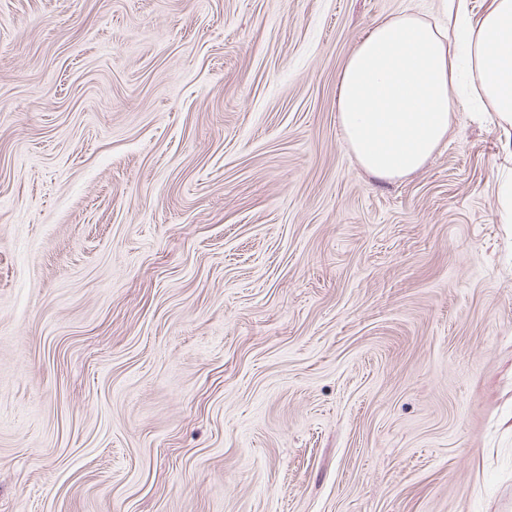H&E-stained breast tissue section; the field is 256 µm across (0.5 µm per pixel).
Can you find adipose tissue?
Segmentation results:
<instances>
[{"mask_svg": "<svg viewBox=\"0 0 512 512\" xmlns=\"http://www.w3.org/2000/svg\"><path fill=\"white\" fill-rule=\"evenodd\" d=\"M439 17L376 22L347 58L336 108L359 164L379 179L420 170L447 139L471 93L512 155V0H439Z\"/></svg>", "mask_w": 512, "mask_h": 512, "instance_id": "adipose-tissue-1", "label": "adipose tissue"}]
</instances>
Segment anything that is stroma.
Returning <instances> with one entry per match:
<instances>
[{"label":"stroma","instance_id":"obj_1","mask_svg":"<svg viewBox=\"0 0 512 512\" xmlns=\"http://www.w3.org/2000/svg\"><path fill=\"white\" fill-rule=\"evenodd\" d=\"M437 0H0V512H512V169H361L340 70Z\"/></svg>","mask_w":512,"mask_h":512}]
</instances>
